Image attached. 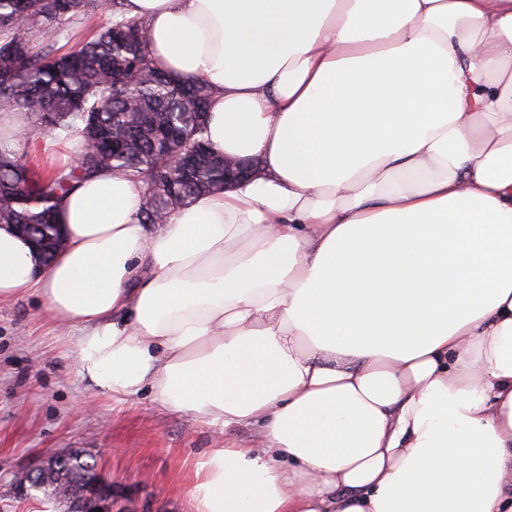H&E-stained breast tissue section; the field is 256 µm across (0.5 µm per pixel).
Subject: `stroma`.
Wrapping results in <instances>:
<instances>
[{
	"label": "stroma",
	"instance_id": "obj_1",
	"mask_svg": "<svg viewBox=\"0 0 512 512\" xmlns=\"http://www.w3.org/2000/svg\"><path fill=\"white\" fill-rule=\"evenodd\" d=\"M78 329L47 322L29 294L0 304V512H66L17 483L49 454L92 456L112 481L119 512H192L185 489L223 440L255 446L252 425L224 429L157 405L150 391L114 398L81 379Z\"/></svg>",
	"mask_w": 512,
	"mask_h": 512
}]
</instances>
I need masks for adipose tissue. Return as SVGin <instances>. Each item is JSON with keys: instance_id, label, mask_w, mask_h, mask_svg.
I'll return each mask as SVG.
<instances>
[{"instance_id": "ef3b65f1", "label": "adipose tissue", "mask_w": 512, "mask_h": 512, "mask_svg": "<svg viewBox=\"0 0 512 512\" xmlns=\"http://www.w3.org/2000/svg\"><path fill=\"white\" fill-rule=\"evenodd\" d=\"M213 89L257 178L144 224L109 171L44 263L0 224V303L75 326L79 375L259 443L193 512H512V0H124Z\"/></svg>"}]
</instances>
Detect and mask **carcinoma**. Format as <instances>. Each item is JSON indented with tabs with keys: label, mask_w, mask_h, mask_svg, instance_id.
I'll use <instances>...</instances> for the list:
<instances>
[{
	"label": "carcinoma",
	"mask_w": 512,
	"mask_h": 512,
	"mask_svg": "<svg viewBox=\"0 0 512 512\" xmlns=\"http://www.w3.org/2000/svg\"><path fill=\"white\" fill-rule=\"evenodd\" d=\"M123 0H0V111L18 109L28 119L19 142L0 137V224H25L29 235L51 234L53 214L73 183L108 170L124 171L142 181L160 161L157 134L173 115H182L193 133L183 145L189 151L204 141L212 94L203 79L181 83L154 63L145 25L136 19L111 23L93 39L67 52L54 44L36 49L38 34L57 28L68 16L106 8L114 15ZM79 136L80 163L36 172L30 145L45 136ZM127 145L112 154V139ZM224 157H204L188 173L165 165L178 190L169 209L198 195L224 189ZM96 463L80 452L69 454L64 474L49 487L74 492L92 478Z\"/></svg>",
	"instance_id": "obj_1"
}]
</instances>
